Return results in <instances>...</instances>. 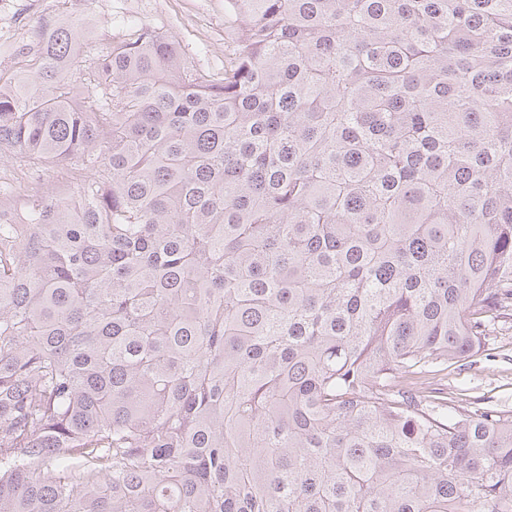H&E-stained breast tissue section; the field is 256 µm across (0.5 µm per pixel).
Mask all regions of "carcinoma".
<instances>
[{"label":"carcinoma","instance_id":"carcinoma-1","mask_svg":"<svg viewBox=\"0 0 512 512\" xmlns=\"http://www.w3.org/2000/svg\"><path fill=\"white\" fill-rule=\"evenodd\" d=\"M197 68L48 22L0 73V512H512V0H224ZM84 72V83L69 74ZM0 181L11 182L14 185L15 191L13 193V201L24 196V187L32 181L37 183L42 188L50 189L57 184L56 173L53 170L47 169L39 172H31L27 176H22L16 173L12 161L7 157H0ZM18 178V180H17ZM491 334L478 363L462 370L452 366L434 379L438 384L435 387L444 389L448 403L492 402L512 410V323L499 326Z\"/></svg>","mask_w":512,"mask_h":512}]
</instances>
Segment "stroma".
Here are the masks:
<instances>
[{
    "label": "stroma",
    "instance_id": "35a3bbf8",
    "mask_svg": "<svg viewBox=\"0 0 512 512\" xmlns=\"http://www.w3.org/2000/svg\"><path fill=\"white\" fill-rule=\"evenodd\" d=\"M53 0H9L0 12V31L17 45L33 48V24L39 10ZM79 15L90 21L89 51L111 42L121 31L128 11L137 20L178 40L196 66L220 70L236 45V25L224 12V0H80ZM449 403H494L512 410V326H499L486 340L480 361L464 369H449L435 378Z\"/></svg>",
    "mask_w": 512,
    "mask_h": 512
}]
</instances>
